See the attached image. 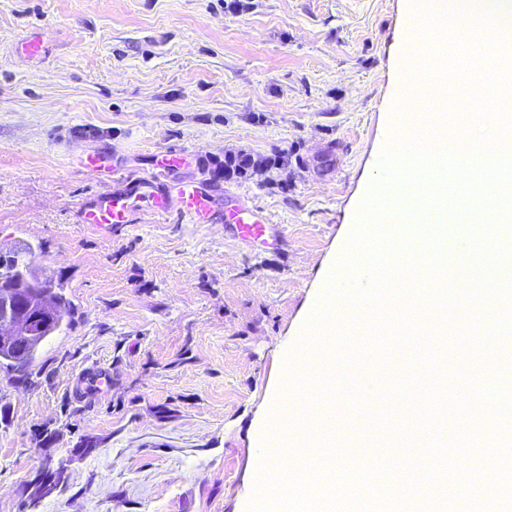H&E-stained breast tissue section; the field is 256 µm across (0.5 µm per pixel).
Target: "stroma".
<instances>
[{"label":"stroma","instance_id":"obj_1","mask_svg":"<svg viewBox=\"0 0 512 512\" xmlns=\"http://www.w3.org/2000/svg\"><path fill=\"white\" fill-rule=\"evenodd\" d=\"M415 26L408 0H0V250L35 246L76 306L29 378L0 371V512H248L267 413L353 233ZM39 32L47 57L18 55ZM167 150L183 157L168 183L262 208L276 245L240 243L220 211L80 223ZM94 153L100 179L82 167ZM242 154L257 168L225 179ZM98 368L108 388L81 389ZM327 410L338 452L374 454L373 424L339 396ZM49 454L66 478L29 507Z\"/></svg>","mask_w":512,"mask_h":512}]
</instances>
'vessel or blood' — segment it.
<instances>
[{"label": "vessel or blood", "mask_w": 512, "mask_h": 512, "mask_svg": "<svg viewBox=\"0 0 512 512\" xmlns=\"http://www.w3.org/2000/svg\"><path fill=\"white\" fill-rule=\"evenodd\" d=\"M181 155L165 152L156 162L155 179L142 181L124 190L100 196L82 207L80 221L99 228L130 223L141 202L151 201L154 212L178 209L193 223H211L216 208L214 198L201 186L184 183L172 188L160 179L176 167ZM224 222L234 237L250 246H266L276 235L263 210L256 206L233 205L225 208Z\"/></svg>", "instance_id": "b4317fda"}]
</instances>
